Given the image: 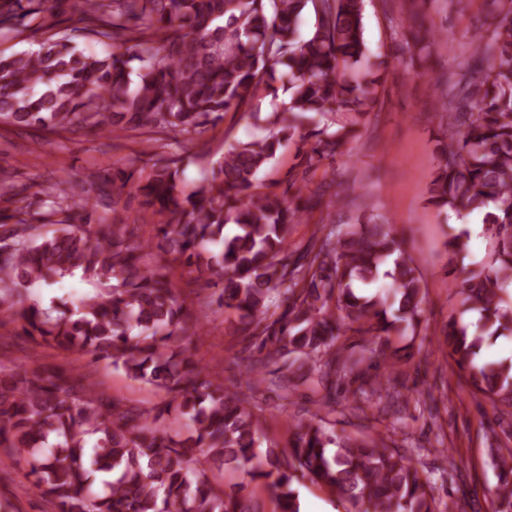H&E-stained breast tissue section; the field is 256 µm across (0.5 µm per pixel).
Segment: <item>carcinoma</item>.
Returning <instances> with one entry per match:
<instances>
[{"label": "carcinoma", "mask_w": 512, "mask_h": 512, "mask_svg": "<svg viewBox=\"0 0 512 512\" xmlns=\"http://www.w3.org/2000/svg\"><path fill=\"white\" fill-rule=\"evenodd\" d=\"M70 8L79 31L116 51L99 57L55 32ZM314 31L301 32L308 12ZM364 0H0V35L39 39L38 49L0 53V125L75 129L104 135L145 131L190 136L275 91L288 68V102L273 129L224 150L193 188L181 159L156 160L150 172L120 164L101 181L102 195L139 200L158 219L154 238L128 236L124 215L112 223H71L83 208L62 189L32 224L26 207L0 224V313L38 347L81 352L152 386L164 400L151 409L110 400L85 376L73 383L32 357L0 361V465L24 460L32 484L58 512H259L236 491H218L200 458L270 482L280 512H300L295 484L324 485L358 512H438L432 486L384 440L337 436L317 423L299 426L287 448L260 450L255 398L270 364H311L323 377L359 383L362 394L400 396L393 371L369 376L365 359L384 355L390 336L416 332L423 281L393 225L372 214L356 224H324L321 235L289 250L292 226L318 202L297 178L280 192L259 173L293 142L309 171L354 132L376 104L379 78L364 40ZM140 63L132 82L130 62ZM476 79L444 80L448 128L438 147L431 201L480 212L493 241L488 265L458 285L478 329L447 325L444 345L474 392L512 405V361L482 362L486 340L512 333V7L500 12L490 42L470 64ZM338 112L346 120L319 123ZM158 247L209 274L210 302L234 316V333L267 350L240 359L237 385L214 382L193 353L201 311L187 305L159 268L141 264ZM81 272L92 291L58 309L26 303L27 292ZM364 337L361 353L338 344ZM172 415L186 435L162 423ZM494 512H512V454L495 451Z\"/></svg>", "instance_id": "obj_1"}]
</instances>
